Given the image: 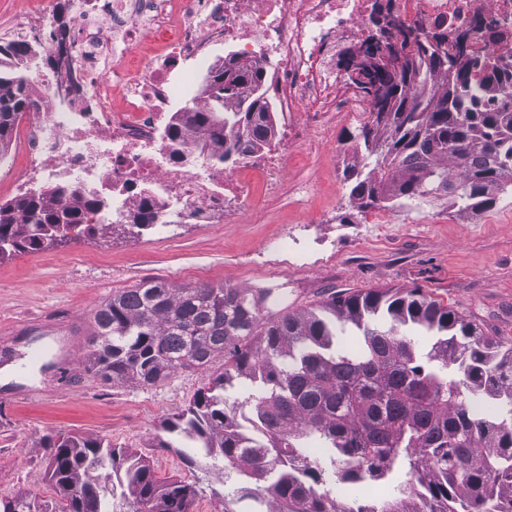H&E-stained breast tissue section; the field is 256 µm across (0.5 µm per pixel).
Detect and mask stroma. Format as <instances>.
Returning a JSON list of instances; mask_svg holds the SVG:
<instances>
[{
    "label": "stroma",
    "instance_id": "obj_1",
    "mask_svg": "<svg viewBox=\"0 0 512 512\" xmlns=\"http://www.w3.org/2000/svg\"><path fill=\"white\" fill-rule=\"evenodd\" d=\"M359 129L336 120L318 145L291 148L287 173L256 183L221 223H185L172 237L72 232L63 244L0 261V371L13 369L0 382V497L28 490L54 500L43 440L62 434L132 449L159 480L196 484L198 512H224L222 461L157 445L161 422L188 406L204 372L113 385L84 366L63 379L53 366H25L34 346L90 336L99 305L146 281L269 292L264 322L335 294L418 288L512 343V192L477 216L443 200L358 211L345 169L356 162Z\"/></svg>",
    "mask_w": 512,
    "mask_h": 512
}]
</instances>
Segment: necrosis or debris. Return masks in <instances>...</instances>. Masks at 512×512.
<instances>
[{
  "mask_svg": "<svg viewBox=\"0 0 512 512\" xmlns=\"http://www.w3.org/2000/svg\"><path fill=\"white\" fill-rule=\"evenodd\" d=\"M381 11L393 29L439 34L452 45L462 37L476 53L512 61V0H87L62 26L32 10L14 36L48 57L61 40L73 41L78 88L61 104L54 69H31L38 108L21 121L29 158L15 190L42 193L52 204L101 198L106 207L91 215L94 223L145 203L160 232L181 222L219 223L246 200L247 172L285 169L289 145L327 113L369 117L371 100L340 59L373 33ZM147 41L157 58L142 55ZM221 44L222 58L215 53ZM224 62L274 67L269 141L234 170L212 163L219 144L184 114L208 103L198 74ZM172 125L181 138L166 137ZM62 186L67 195H59Z\"/></svg>",
  "mask_w": 512,
  "mask_h": 512,
  "instance_id": "1",
  "label": "necrosis or debris"
}]
</instances>
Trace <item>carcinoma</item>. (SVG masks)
<instances>
[{
    "mask_svg": "<svg viewBox=\"0 0 512 512\" xmlns=\"http://www.w3.org/2000/svg\"><path fill=\"white\" fill-rule=\"evenodd\" d=\"M344 55L345 70L374 102L361 127V167L349 198L359 210H395L429 198L484 211L512 186V106L484 98L512 65L448 49L439 35L384 36L387 23ZM444 74L432 95L428 86ZM261 70L241 67L214 77L211 103L188 121L217 142L265 137L272 113L264 98L245 112L225 109ZM24 76L0 75V146L17 118L35 109ZM95 201L58 209L31 193L0 204V261L62 239ZM154 221L148 205L129 230ZM267 293L222 285L176 288L147 281L112 295L93 314L91 369L112 382L155 385L182 370H206L189 405L163 422L173 438L200 442L224 461V512L255 501L254 512H512V345L418 288L331 296L317 309L288 313L256 328ZM350 324L356 342L340 347L336 330ZM431 336L418 350L406 326ZM255 337L241 346L245 337ZM248 389L241 401L226 392ZM484 403L492 415L473 419ZM49 507L31 493L0 498V512H191L196 486L158 480L138 455L76 436L47 437ZM312 448L323 455L308 461ZM399 478L373 508H354L336 489Z\"/></svg>",
    "mask_w": 512,
    "mask_h": 512,
    "instance_id": "carcinoma-1",
    "label": "carcinoma"
}]
</instances>
